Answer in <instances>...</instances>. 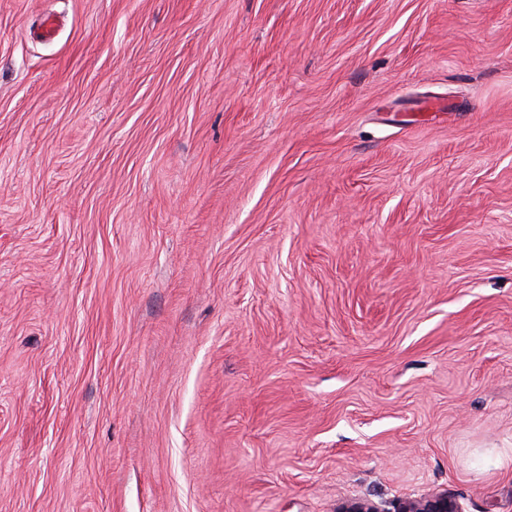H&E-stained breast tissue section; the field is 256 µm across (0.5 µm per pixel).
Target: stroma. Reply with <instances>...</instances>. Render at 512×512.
<instances>
[{
  "mask_svg": "<svg viewBox=\"0 0 512 512\" xmlns=\"http://www.w3.org/2000/svg\"><path fill=\"white\" fill-rule=\"evenodd\" d=\"M433 491L512 512V0H0V512Z\"/></svg>",
  "mask_w": 512,
  "mask_h": 512,
  "instance_id": "35a3bbf8",
  "label": "stroma"
}]
</instances>
